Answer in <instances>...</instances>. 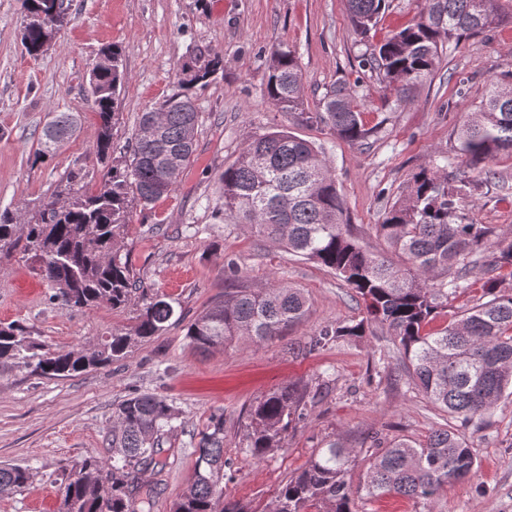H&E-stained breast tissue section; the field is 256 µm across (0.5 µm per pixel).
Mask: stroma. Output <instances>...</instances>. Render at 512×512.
Returning a JSON list of instances; mask_svg holds the SVG:
<instances>
[{
	"label": "stroma",
	"mask_w": 512,
	"mask_h": 512,
	"mask_svg": "<svg viewBox=\"0 0 512 512\" xmlns=\"http://www.w3.org/2000/svg\"><path fill=\"white\" fill-rule=\"evenodd\" d=\"M71 23L39 58L21 44V0H0V210L33 213L40 200L77 174L96 189L107 170L93 148L97 117L84 99L89 70L110 46L124 52L112 148L122 155L141 115L179 91L177 69L190 56L220 57L224 70L196 88L201 124L193 162L169 196L137 208L122 254L147 294L174 300L177 319L121 360L68 379H48L0 361V464L31 469L18 495L0 499V512H57L55 479L88 457L110 458L112 411L137 393L166 397L174 428L163 442L162 475L146 472L152 512H172L193 473L199 434L212 418L224 420L226 501L264 512L280 486L303 470L316 449L338 442L360 449L351 483L368 466L373 437L425 441L453 421L409 384L397 345L371 324L360 337L318 349L309 343L330 325L363 317L349 286L328 268L256 237L243 224L218 216V178L249 136L287 129L322 147L331 160L353 233L374 252L385 243L376 226L411 177L437 156L465 171L457 136L481 105L490 79L512 81V0H498V21L482 34L448 44L431 79L405 100L384 95L376 74L359 65L369 45L414 20L425 0H386L376 33L361 38L347 0H68ZM295 49L310 110L326 88L352 87L366 126L377 136L357 145L321 125H302L267 100L265 60L278 44ZM82 115L80 131L47 160L33 153L48 118ZM473 216L512 237V155L490 163ZM238 271H224L227 259ZM285 284L303 289L309 309L298 323L261 346L231 344L201 351L190 345L187 324L222 300L225 290ZM51 285L31 259L0 261V322L29 327L47 348L66 350L101 342L133 326L140 307L79 310L53 300ZM285 383L312 395L307 415L282 449L254 460L245 449L247 414L261 396ZM475 471L432 503L401 497L358 496L359 512H512V397L490 422L469 434Z\"/></svg>",
	"instance_id": "1"
}]
</instances>
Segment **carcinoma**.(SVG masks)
<instances>
[{
	"instance_id": "1",
	"label": "carcinoma",
	"mask_w": 512,
	"mask_h": 512,
	"mask_svg": "<svg viewBox=\"0 0 512 512\" xmlns=\"http://www.w3.org/2000/svg\"><path fill=\"white\" fill-rule=\"evenodd\" d=\"M498 0H427L410 25L363 55L362 67L380 75L385 87L406 97L430 76L439 54L452 40L475 35L498 18ZM351 21L364 37L377 27L385 0H348ZM22 45L37 58L44 39L71 17L65 0H21ZM112 66L94 78L89 94L98 125L96 154L111 162L100 186L89 191L71 177L40 202L35 215L0 210V256L19 250L37 263L53 289V299L78 308H125L142 291L130 275L121 248L134 203L147 207L174 191L189 165L200 125L192 90L221 69L217 57H195L181 65V91L141 113L127 155L112 158V136L124 79L123 50L105 51ZM266 94L271 104L300 124L323 125L353 144L377 134L366 127L354 96L345 86L330 87L316 111L308 110L295 50L275 47L266 59ZM81 128L75 112H58L44 126L35 156L52 155L56 145ZM459 154L477 179L448 171L440 156L416 172L407 190L377 225L387 250L372 252L354 237L345 200L337 188L329 157L287 130L251 137L239 156L224 167L219 188L224 220L246 224L253 233L289 253L312 260L341 278L362 302L365 317L355 324L322 329L312 346L361 336L375 322L398 343L408 380L438 409L460 422L440 429L424 443L377 441L360 490L368 498L399 496L433 502L448 484L468 477L476 460L465 435L488 422L512 389V293L499 290L500 278L483 283L481 299L436 332L425 327L448 308V298L468 287L479 266L512 275V240L491 224H478L471 201L491 176L484 163L512 153V84L493 81L478 110L458 133ZM496 239L492 258L488 242ZM308 300L298 288L278 285L224 294L186 325L190 344L208 350L241 339L259 346L300 321ZM174 315L172 302L156 296L139 310L135 326L115 332L94 350L75 346L52 351L19 322L0 323V360L48 378H68L112 364L133 346L158 335ZM306 393L281 385L254 402L246 441L261 460L283 447L288 432L304 418ZM172 404L155 394H136L112 412V461L86 459L59 480V512H134L140 476L159 474L161 445L173 428ZM192 477L172 512H244L224 501V423L216 418L200 433ZM358 452L332 443L318 449L308 466L289 478L268 512H357L348 475ZM29 469L0 466V498L22 493Z\"/></svg>"
}]
</instances>
